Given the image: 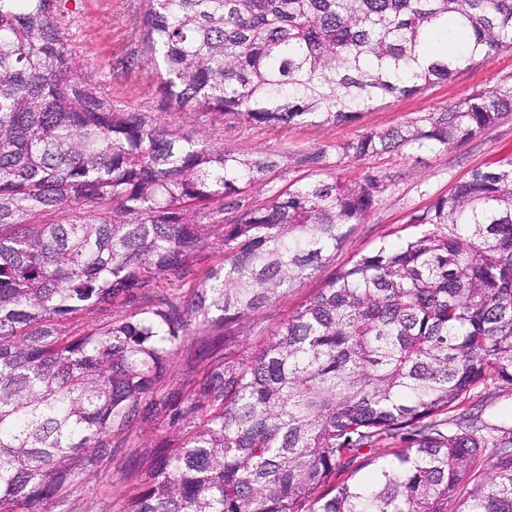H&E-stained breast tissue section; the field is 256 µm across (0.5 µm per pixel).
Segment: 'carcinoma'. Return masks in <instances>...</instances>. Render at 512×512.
Returning a JSON list of instances; mask_svg holds the SVG:
<instances>
[{
    "label": "carcinoma",
    "instance_id": "cac0c4a2",
    "mask_svg": "<svg viewBox=\"0 0 512 512\" xmlns=\"http://www.w3.org/2000/svg\"><path fill=\"white\" fill-rule=\"evenodd\" d=\"M145 2L164 98L248 126L348 123L512 47V0ZM62 17V0H0V512H53L112 461V437L167 414L184 430L146 460L129 512H512V439L448 427L479 385L512 384V157L246 348L247 325L342 247L381 180L333 175L321 147L296 158L304 180L228 203L280 155L117 108ZM506 112L511 89L480 91L334 149L446 148ZM117 300L127 315L70 334ZM191 336L206 372L186 396L160 390Z\"/></svg>",
    "mask_w": 512,
    "mask_h": 512
}]
</instances>
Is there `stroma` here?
I'll list each match as a JSON object with an SVG mask.
<instances>
[{
	"mask_svg": "<svg viewBox=\"0 0 512 512\" xmlns=\"http://www.w3.org/2000/svg\"><path fill=\"white\" fill-rule=\"evenodd\" d=\"M68 8V50L79 67L92 73L101 92L115 106L143 113L149 120L177 132L205 135L212 143L240 154L265 151L281 155V168L270 185H259L239 195V203L247 207L262 204L271 191L303 177V168L294 163L297 155L354 139L370 130L406 125L479 90L512 85L511 48L502 50L491 61L461 70L450 81L376 106L341 126L251 127L230 119L203 117L173 107L164 99L144 38L143 0H70ZM510 156L512 112H507L495 126L445 149L408 148L400 152L380 151L358 160H338L333 171L339 177H381L383 188L376 203L328 263L251 322L247 343L254 346L268 341L289 313L306 304L338 269L355 257L420 235L422 226L408 221L413 212L424 210L471 170ZM470 402L483 425L493 429L495 436H512V385L499 382L479 386ZM178 430V425L163 416L151 422L148 430L136 426L124 433V446L112 463L101 468L94 478L69 489L64 503L66 512H125L140 490L134 458L143 454L144 444L160 443Z\"/></svg>",
	"mask_w": 512,
	"mask_h": 512,
	"instance_id": "1",
	"label": "stroma"
}]
</instances>
